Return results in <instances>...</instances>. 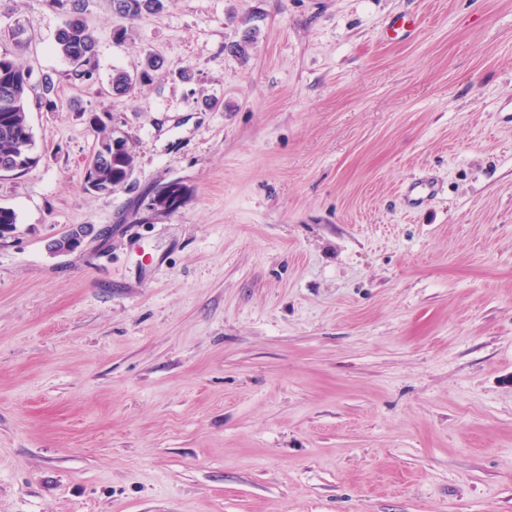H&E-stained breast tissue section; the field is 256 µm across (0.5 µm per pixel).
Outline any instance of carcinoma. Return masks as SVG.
<instances>
[{"instance_id":"cac0c4a2","label":"carcinoma","mask_w":512,"mask_h":512,"mask_svg":"<svg viewBox=\"0 0 512 512\" xmlns=\"http://www.w3.org/2000/svg\"><path fill=\"white\" fill-rule=\"evenodd\" d=\"M61 17L62 24L55 35L57 53L70 69L67 79L85 85L96 78V38L84 18L89 0H47ZM166 0H112V11L131 23L144 13H158ZM162 67L161 58L144 53L133 72L118 71L112 75L111 89L116 94H128L136 86L152 80L153 73ZM58 80L45 74L32 82V71L10 52H0V169L18 175L35 167L40 157L35 152V139L28 120V100L35 94L39 108L55 112ZM89 124L96 133L97 159L86 168L85 187L99 195L109 196L126 171L112 163V125L106 117L93 114Z\"/></svg>"}]
</instances>
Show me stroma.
Wrapping results in <instances>:
<instances>
[{"label":"stroma","instance_id":"1","mask_svg":"<svg viewBox=\"0 0 512 512\" xmlns=\"http://www.w3.org/2000/svg\"><path fill=\"white\" fill-rule=\"evenodd\" d=\"M86 18L91 86L45 0H0V51L61 77L0 177V512H512V0ZM93 113L133 139L108 196ZM162 67L161 58L154 52H145L136 64L133 74L118 71L112 75L111 89L115 94H129L137 85L150 82L153 73Z\"/></svg>","mask_w":512,"mask_h":512}]
</instances>
